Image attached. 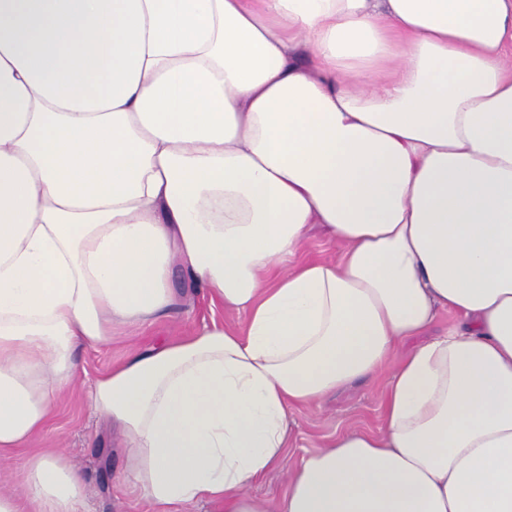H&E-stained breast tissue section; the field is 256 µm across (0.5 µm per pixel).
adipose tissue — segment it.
<instances>
[{
	"label": "adipose tissue",
	"mask_w": 512,
	"mask_h": 512,
	"mask_svg": "<svg viewBox=\"0 0 512 512\" xmlns=\"http://www.w3.org/2000/svg\"><path fill=\"white\" fill-rule=\"evenodd\" d=\"M323 224L336 259L296 261ZM91 404L147 512H512V0H0V464L76 350L167 316ZM445 336L396 354L439 310ZM393 373L288 470L290 407ZM61 451L0 512H81ZM287 486L288 479L286 472L277 468L254 482L249 491L251 494L272 503L284 494Z\"/></svg>",
	"instance_id": "ef3b65f1"
}]
</instances>
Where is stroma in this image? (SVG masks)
<instances>
[{"label": "stroma", "instance_id": "1", "mask_svg": "<svg viewBox=\"0 0 512 512\" xmlns=\"http://www.w3.org/2000/svg\"><path fill=\"white\" fill-rule=\"evenodd\" d=\"M226 321L240 324L244 318L211 305L197 293L189 296L173 315L150 327L130 328L116 333L109 344L79 349L76 385L58 400L46 431L32 449H16L13 468L0 471V492L17 490L30 450L56 448L66 454L87 480L86 512H145L142 498L125 474V451L117 447L108 420L93 410L90 390L99 376L123 362L131 350L175 340ZM389 377L390 369L385 366L375 376L353 381L315 405L292 408L294 424L286 450L290 462H299L328 447L340 434L380 431L383 394Z\"/></svg>", "mask_w": 512, "mask_h": 512}]
</instances>
